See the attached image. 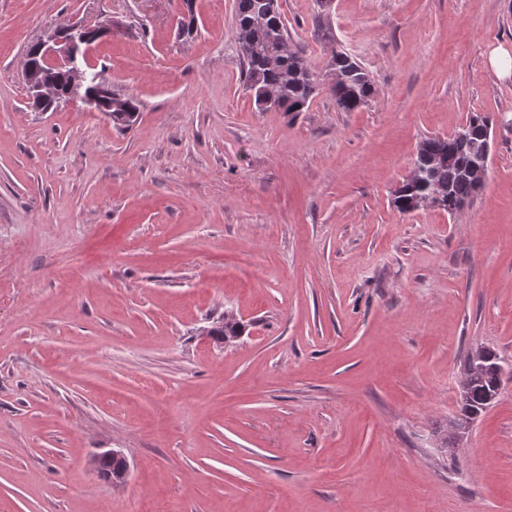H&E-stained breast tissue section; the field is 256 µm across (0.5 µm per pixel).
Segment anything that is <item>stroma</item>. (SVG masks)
Wrapping results in <instances>:
<instances>
[{
  "label": "stroma",
  "mask_w": 512,
  "mask_h": 512,
  "mask_svg": "<svg viewBox=\"0 0 512 512\" xmlns=\"http://www.w3.org/2000/svg\"><path fill=\"white\" fill-rule=\"evenodd\" d=\"M280 4L319 80L293 114L246 91L236 0H194L189 38L184 0H0V512H512V0ZM81 17L116 26L91 63L129 128L29 103L26 45ZM339 51L374 80L354 112ZM476 114L482 188L398 211L418 144ZM480 347L501 392L446 455ZM331 83V96L337 109L342 112H354L362 108L375 92L369 73L343 52L336 53L334 58ZM105 452H107L105 455L99 454V455L94 456L92 459L94 469L97 472L99 471V469H101L103 460L112 461V458H114V459H118L119 457L124 458L123 455L119 451H116V450H107ZM124 461L125 462L123 463V465L117 471L112 472V469H111L109 481L112 482L113 485H116V486L124 485L127 481L129 468H128V464H127V461L125 460V458H124Z\"/></svg>",
  "instance_id": "stroma-1"
}]
</instances>
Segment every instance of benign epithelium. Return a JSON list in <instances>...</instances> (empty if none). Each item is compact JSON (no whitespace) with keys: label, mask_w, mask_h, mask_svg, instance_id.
<instances>
[{"label":"benign epithelium","mask_w":512,"mask_h":512,"mask_svg":"<svg viewBox=\"0 0 512 512\" xmlns=\"http://www.w3.org/2000/svg\"><path fill=\"white\" fill-rule=\"evenodd\" d=\"M112 37V25L91 24L80 20L57 28L38 40L46 66L68 70V85L60 92L46 84L40 72L25 66L22 78L28 89L29 100L41 111L44 107L59 108L73 101H81L89 111L99 112L112 119V110L121 108L118 95L112 87L91 74L90 55L94 46Z\"/></svg>","instance_id":"1"}]
</instances>
